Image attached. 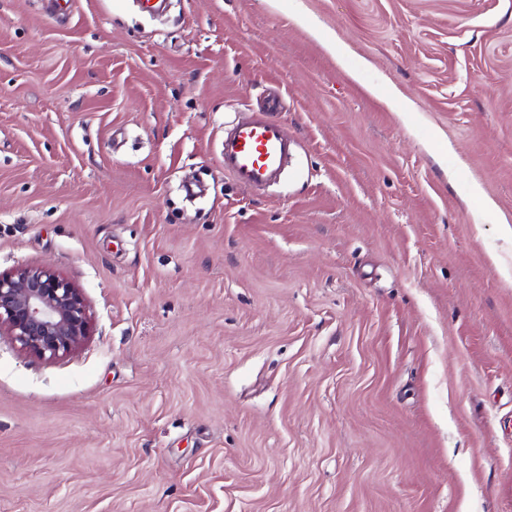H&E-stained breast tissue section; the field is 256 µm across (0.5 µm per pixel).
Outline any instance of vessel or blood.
<instances>
[{
    "label": "vessel or blood",
    "instance_id": "1",
    "mask_svg": "<svg viewBox=\"0 0 512 512\" xmlns=\"http://www.w3.org/2000/svg\"><path fill=\"white\" fill-rule=\"evenodd\" d=\"M281 108L277 93H267L258 107L224 134V172L242 188L259 189L278 181L291 161L294 144L273 118Z\"/></svg>",
    "mask_w": 512,
    "mask_h": 512
}]
</instances>
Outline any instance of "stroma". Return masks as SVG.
<instances>
[{"label": "stroma", "mask_w": 512, "mask_h": 512, "mask_svg": "<svg viewBox=\"0 0 512 512\" xmlns=\"http://www.w3.org/2000/svg\"><path fill=\"white\" fill-rule=\"evenodd\" d=\"M511 226L512 0H0V272L91 315L0 335V512H512ZM281 100L268 92L257 108L234 122L224 134V172L242 188L259 189L278 181L291 161L294 143L273 119ZM91 316L80 288L47 266L0 273V334L20 349L51 361L89 336Z\"/></svg>", "instance_id": "35a3bbf8"}]
</instances>
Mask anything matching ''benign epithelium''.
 Wrapping results in <instances>:
<instances>
[{
    "instance_id": "1",
    "label": "benign epithelium",
    "mask_w": 512,
    "mask_h": 512,
    "mask_svg": "<svg viewBox=\"0 0 512 512\" xmlns=\"http://www.w3.org/2000/svg\"><path fill=\"white\" fill-rule=\"evenodd\" d=\"M91 316L81 289L47 266L0 273V334L20 349L51 361L89 336Z\"/></svg>"
}]
</instances>
